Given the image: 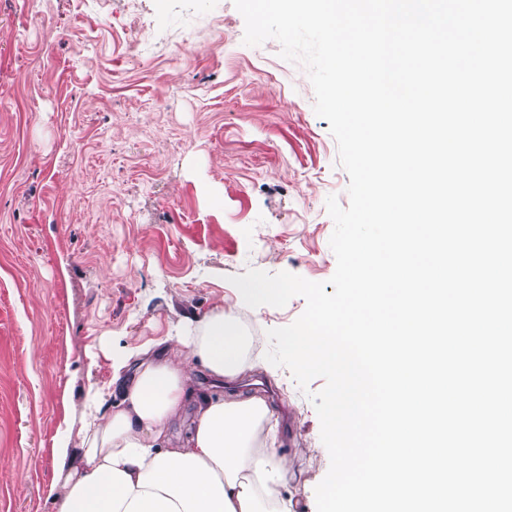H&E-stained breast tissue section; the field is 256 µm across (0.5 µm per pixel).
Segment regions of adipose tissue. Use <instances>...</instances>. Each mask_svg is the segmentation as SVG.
<instances>
[{
  "label": "adipose tissue",
  "mask_w": 512,
  "mask_h": 512,
  "mask_svg": "<svg viewBox=\"0 0 512 512\" xmlns=\"http://www.w3.org/2000/svg\"><path fill=\"white\" fill-rule=\"evenodd\" d=\"M169 341L113 367L115 393L100 394L77 446L58 451L80 463L51 483L54 512H296L279 490L276 409L252 393L192 385L199 372L220 385L257 367L249 337L218 307Z\"/></svg>",
  "instance_id": "adipose-tissue-1"
}]
</instances>
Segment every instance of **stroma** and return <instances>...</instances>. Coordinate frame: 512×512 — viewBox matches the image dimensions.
I'll return each mask as SVG.
<instances>
[{
	"label": "stroma",
	"mask_w": 512,
	"mask_h": 512,
	"mask_svg": "<svg viewBox=\"0 0 512 512\" xmlns=\"http://www.w3.org/2000/svg\"><path fill=\"white\" fill-rule=\"evenodd\" d=\"M244 32L233 0H0V512H52L112 362L218 306L263 355L306 307H248L232 276L333 293L326 200L348 206L349 176L305 68ZM324 385L274 365L238 383L281 411L302 512L330 466Z\"/></svg>",
	"instance_id": "1"
}]
</instances>
